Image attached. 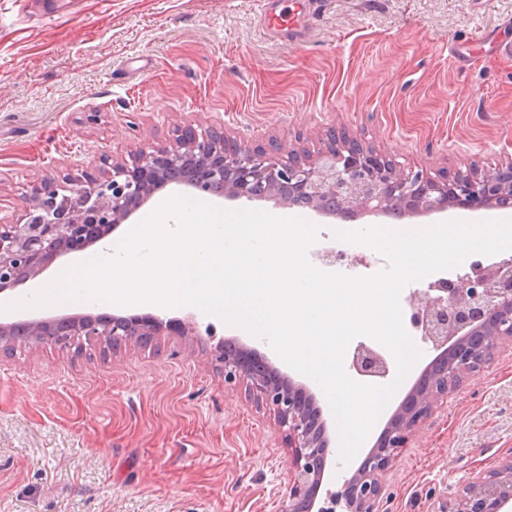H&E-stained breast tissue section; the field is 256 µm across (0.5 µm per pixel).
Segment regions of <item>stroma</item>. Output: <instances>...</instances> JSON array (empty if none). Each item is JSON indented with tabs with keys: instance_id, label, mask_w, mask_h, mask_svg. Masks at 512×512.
<instances>
[{
	"instance_id": "obj_1",
	"label": "stroma",
	"mask_w": 512,
	"mask_h": 512,
	"mask_svg": "<svg viewBox=\"0 0 512 512\" xmlns=\"http://www.w3.org/2000/svg\"><path fill=\"white\" fill-rule=\"evenodd\" d=\"M274 32L255 0H0V217L34 175L73 173L189 122L244 144L321 149L336 126L405 169L512 161V0H289ZM100 112L97 123L87 113ZM318 225L271 201L221 200ZM195 333L110 351L33 343L0 352V512H281L294 451L246 381L214 354L235 337L317 398L322 387L266 341L200 310ZM512 454V345L464 376L399 449L375 512H441L469 478Z\"/></svg>"
}]
</instances>
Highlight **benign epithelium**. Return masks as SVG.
I'll return each mask as SVG.
<instances>
[{
	"mask_svg": "<svg viewBox=\"0 0 512 512\" xmlns=\"http://www.w3.org/2000/svg\"><path fill=\"white\" fill-rule=\"evenodd\" d=\"M168 185L184 186L198 196L284 201L333 217L338 211L384 215L394 206L426 214L450 208L477 211L512 201V161L436 180L422 170H402L386 154L334 127L324 133V148L312 156L285 151L276 139L242 145L222 126H178L171 140L147 141L104 168L60 179L46 173L28 181L21 218H0V293L38 277L61 256L95 246ZM411 323L438 351L423 372L426 382L411 388L343 489L326 491L320 507L316 503L330 442L314 396L277 369L252 360L246 348L215 355L224 381L249 382L257 399L287 428L296 458L282 512H374L397 449L463 375L480 370L501 345L512 343V256L487 269L476 262L471 275L434 282L413 302ZM170 324L153 314L107 313L0 321V341L29 336L67 347L82 336L118 344L132 336L148 340ZM352 366L362 377L389 373L385 357L365 344L356 349ZM508 505L512 455L473 475L444 512H505Z\"/></svg>",
	"mask_w": 512,
	"mask_h": 512,
	"instance_id": "7a95c632",
	"label": "benign epithelium"
}]
</instances>
